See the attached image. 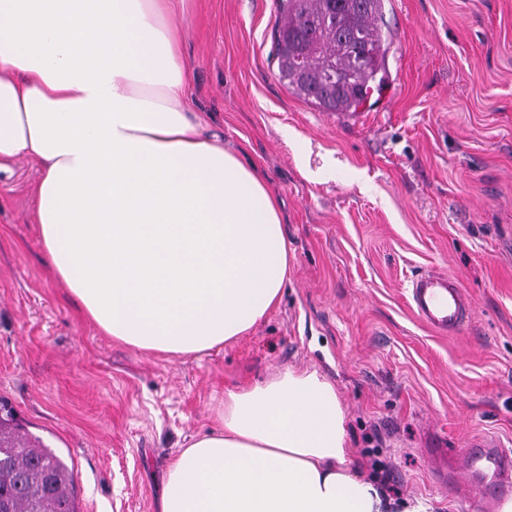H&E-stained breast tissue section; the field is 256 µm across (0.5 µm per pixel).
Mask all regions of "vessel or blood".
Segmentation results:
<instances>
[{
    "mask_svg": "<svg viewBox=\"0 0 512 512\" xmlns=\"http://www.w3.org/2000/svg\"><path fill=\"white\" fill-rule=\"evenodd\" d=\"M410 307L416 317L439 334H455L471 319V309L463 288L453 278L439 271H428L413 281ZM462 458L468 474L475 482H484L481 463L493 469L492 493L481 503L483 512H491L494 496L512 493V456L504 453L496 439L482 438L463 449Z\"/></svg>",
    "mask_w": 512,
    "mask_h": 512,
    "instance_id": "b4317fda",
    "label": "vessel or blood"
}]
</instances>
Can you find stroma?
Wrapping results in <instances>:
<instances>
[{
    "label": "stroma",
    "mask_w": 512,
    "mask_h": 512,
    "mask_svg": "<svg viewBox=\"0 0 512 512\" xmlns=\"http://www.w3.org/2000/svg\"><path fill=\"white\" fill-rule=\"evenodd\" d=\"M281 0H185L189 91L275 190L288 281L249 333L169 356L86 321L42 262L35 165L0 171V404L66 461L81 512H157L162 479L218 427L227 390L287 367L336 388L355 466L403 499L480 512L427 450L485 436L512 452V0H386L387 86L345 123L279 79ZM457 280L469 325L442 335L411 282Z\"/></svg>",
    "instance_id": "stroma-1"
}]
</instances>
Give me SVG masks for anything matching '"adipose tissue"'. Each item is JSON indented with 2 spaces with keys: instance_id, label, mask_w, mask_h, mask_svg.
Returning <instances> with one entry per match:
<instances>
[{
  "instance_id": "obj_1",
  "label": "adipose tissue",
  "mask_w": 512,
  "mask_h": 512,
  "mask_svg": "<svg viewBox=\"0 0 512 512\" xmlns=\"http://www.w3.org/2000/svg\"><path fill=\"white\" fill-rule=\"evenodd\" d=\"M183 0H0V167L34 162L43 263L116 342L192 355L278 303L275 194L187 91ZM169 466L160 512H431L358 475L316 370L227 391Z\"/></svg>"
}]
</instances>
